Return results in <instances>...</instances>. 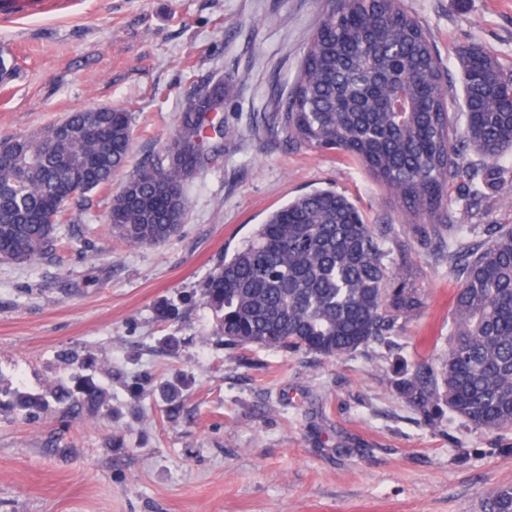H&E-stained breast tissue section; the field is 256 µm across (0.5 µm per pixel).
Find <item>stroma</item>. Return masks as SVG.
<instances>
[{
    "instance_id": "35a3bbf8",
    "label": "stroma",
    "mask_w": 512,
    "mask_h": 512,
    "mask_svg": "<svg viewBox=\"0 0 512 512\" xmlns=\"http://www.w3.org/2000/svg\"><path fill=\"white\" fill-rule=\"evenodd\" d=\"M330 0H0V44L16 67L0 84V141L66 114L120 106L131 114L127 166L68 203L70 221L31 262L0 260V400L70 383L93 359L109 392L97 410L36 420L0 411V512H485L512 487V430L426 417L399 392L422 360L448 351L460 286L447 243L408 222L349 157L291 145L277 107ZM426 28L462 89L456 51L472 43L512 74V0H400ZM224 87V147L187 186L178 233L130 247L107 205L172 136L195 94ZM448 185L460 248L512 224V161L470 198L485 164L471 150ZM329 187L366 223L391 225L423 305L386 342L337 358L232 348L214 335L199 284L266 215ZM177 312L161 319L163 302ZM185 380L178 419L163 383Z\"/></svg>"
}]
</instances>
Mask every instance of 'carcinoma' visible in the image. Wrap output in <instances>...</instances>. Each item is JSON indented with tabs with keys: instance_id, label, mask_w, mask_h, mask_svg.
<instances>
[{
	"instance_id": "1",
	"label": "carcinoma",
	"mask_w": 512,
	"mask_h": 512,
	"mask_svg": "<svg viewBox=\"0 0 512 512\" xmlns=\"http://www.w3.org/2000/svg\"><path fill=\"white\" fill-rule=\"evenodd\" d=\"M463 131L448 114L449 85L422 23L398 0H338L308 39L291 94L279 109L288 141L338 151L360 164L412 218L442 236L457 138L495 168L512 155V77L474 43L458 55ZM190 100L165 156L112 196L110 231L130 246L177 233L188 208L186 173L210 161L224 138ZM132 143L124 107L73 112L39 131L0 142V259L26 263L45 252L69 201L109 184ZM385 232L331 188L303 193L268 213L253 235L199 284L216 334L233 347L345 356L393 335L422 300L404 265L388 262ZM448 352L416 365L402 391L425 412L439 405L467 425L512 430V225L489 230L463 265ZM81 363L72 389L17 393L24 418L59 407L98 409L108 393ZM167 417L182 388L161 387ZM488 512H512V488L488 497Z\"/></svg>"
}]
</instances>
